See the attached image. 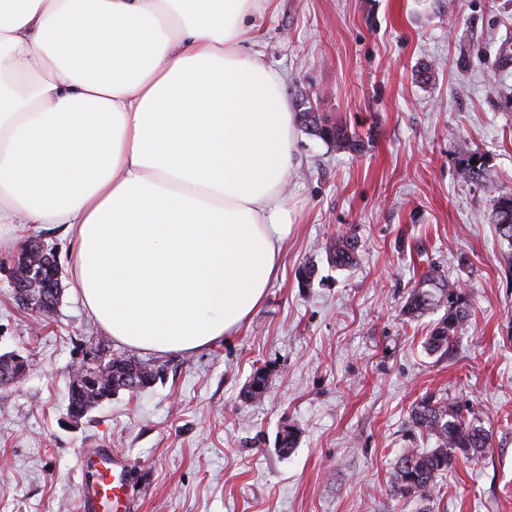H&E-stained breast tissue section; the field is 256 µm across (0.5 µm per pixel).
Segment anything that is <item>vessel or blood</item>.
<instances>
[{
	"instance_id": "1",
	"label": "vessel or blood",
	"mask_w": 512,
	"mask_h": 512,
	"mask_svg": "<svg viewBox=\"0 0 512 512\" xmlns=\"http://www.w3.org/2000/svg\"><path fill=\"white\" fill-rule=\"evenodd\" d=\"M123 461L111 449L103 448L82 462L81 499L83 512H103L112 507L113 512H125L127 493L117 471Z\"/></svg>"
}]
</instances>
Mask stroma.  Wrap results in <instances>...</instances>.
I'll list each match as a JSON object with an SVG mask.
<instances>
[{"label": "stroma", "mask_w": 512, "mask_h": 512, "mask_svg": "<svg viewBox=\"0 0 512 512\" xmlns=\"http://www.w3.org/2000/svg\"><path fill=\"white\" fill-rule=\"evenodd\" d=\"M255 24L293 112L346 125L364 151L298 130L286 185L296 230L264 305L207 347L147 354L162 367L152 387L76 422L71 371L106 333L68 288L36 321L4 274L14 252H1L0 354L29 367L0 386V512H81L80 461L100 448L126 460L130 512H417L391 482L401 449L435 445L410 422L425 394L473 405L492 436L478 458L459 455L430 512H512V279L488 221L512 191V61L499 54L512 0H272ZM463 144L488 182L460 180ZM347 232L357 263L339 270L329 252ZM431 265L471 296L445 356L424 347L437 314L402 313ZM258 368L269 389L249 401ZM287 428L296 446L284 455Z\"/></svg>", "instance_id": "stroma-1"}]
</instances>
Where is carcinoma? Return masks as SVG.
<instances>
[{
  "label": "carcinoma",
  "mask_w": 512,
  "mask_h": 512,
  "mask_svg": "<svg viewBox=\"0 0 512 512\" xmlns=\"http://www.w3.org/2000/svg\"><path fill=\"white\" fill-rule=\"evenodd\" d=\"M301 126L313 136L336 144V147L358 152L363 148L361 137L346 126L329 124L319 113L310 109L299 113ZM458 175L465 182L485 183L490 171L481 153L463 145L459 152ZM493 223L501 241L508 246V274L512 276V192H503L494 200ZM34 249L44 255H55L36 241L24 242L14 269L19 278L32 288H51L60 284L58 265L41 267L31 274L28 271V253ZM358 241L354 235L344 234L330 253L334 267L343 269L356 263ZM469 292L455 281L434 269L420 275L411 287L402 307L404 315L418 318L430 310L445 309L444 315L434 324L426 340V349L432 354H448L463 331L470 316ZM103 361L105 374L92 380L72 377L68 386V413L82 419L92 408L106 401L116 392L128 389L139 392L160 377L161 369L149 361L117 355L102 340L95 346ZM26 363L19 356L0 358V378L17 381L25 375ZM269 379L258 369L245 390L248 399H259L267 391ZM411 423L420 433L435 439V448L423 452L419 448H404L398 455L391 491L405 500L427 504L440 491V480L451 467L455 450L474 456L491 447L489 433L479 425L476 411L468 406L452 409L440 398L427 395L411 410Z\"/></svg>",
  "instance_id": "cac0c4a2"
}]
</instances>
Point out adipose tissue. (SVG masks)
<instances>
[{"instance_id":"1","label":"adipose tissue","mask_w":512,"mask_h":512,"mask_svg":"<svg viewBox=\"0 0 512 512\" xmlns=\"http://www.w3.org/2000/svg\"><path fill=\"white\" fill-rule=\"evenodd\" d=\"M260 0H0V251L59 224L71 288L113 340L189 352L280 273L296 166Z\"/></svg>"}]
</instances>
